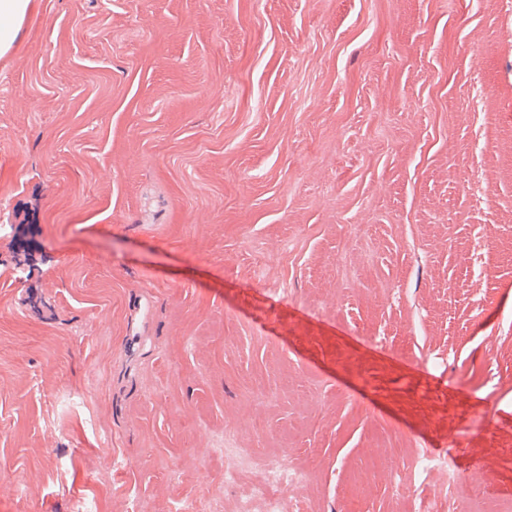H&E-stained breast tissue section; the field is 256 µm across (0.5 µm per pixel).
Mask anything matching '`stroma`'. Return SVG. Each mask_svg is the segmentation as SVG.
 Masks as SVG:
<instances>
[{
  "label": "stroma",
  "instance_id": "stroma-1",
  "mask_svg": "<svg viewBox=\"0 0 512 512\" xmlns=\"http://www.w3.org/2000/svg\"><path fill=\"white\" fill-rule=\"evenodd\" d=\"M512 499V0H31L0 56V512ZM287 455V448H280L276 452L263 454L265 483L258 488L257 493L264 499L266 512H288L292 510L286 495L273 497L267 493V488L271 485L284 489L286 486L295 483L296 471L290 460H288V463L286 462ZM419 464L423 468H437L441 469L445 475V486H442V491L448 493H455L458 488L459 481L455 467L452 463L448 462L445 458H434L429 454L423 453L419 459Z\"/></svg>",
  "mask_w": 512,
  "mask_h": 512
}]
</instances>
